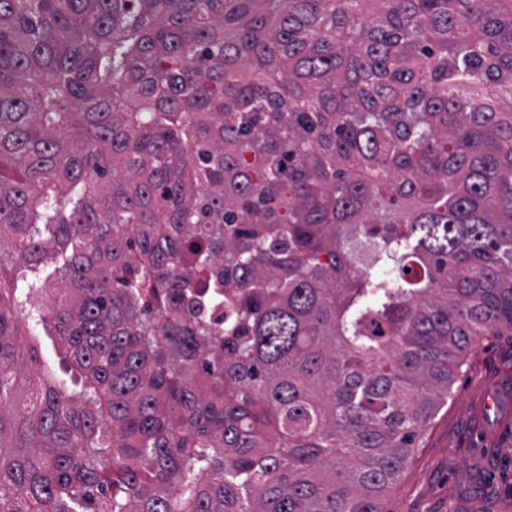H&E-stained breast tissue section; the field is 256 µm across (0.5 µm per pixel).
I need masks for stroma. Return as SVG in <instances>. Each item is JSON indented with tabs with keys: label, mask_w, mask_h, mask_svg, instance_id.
Wrapping results in <instances>:
<instances>
[{
	"label": "stroma",
	"mask_w": 512,
	"mask_h": 512,
	"mask_svg": "<svg viewBox=\"0 0 512 512\" xmlns=\"http://www.w3.org/2000/svg\"><path fill=\"white\" fill-rule=\"evenodd\" d=\"M384 510L512 512V338L467 355Z\"/></svg>",
	"instance_id": "obj_1"
}]
</instances>
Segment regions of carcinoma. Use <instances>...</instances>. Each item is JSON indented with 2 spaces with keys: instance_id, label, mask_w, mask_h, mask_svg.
Masks as SVG:
<instances>
[{
  "instance_id": "carcinoma-1",
  "label": "carcinoma",
  "mask_w": 512,
  "mask_h": 512,
  "mask_svg": "<svg viewBox=\"0 0 512 512\" xmlns=\"http://www.w3.org/2000/svg\"><path fill=\"white\" fill-rule=\"evenodd\" d=\"M505 333L512 0H0V512H380Z\"/></svg>"
}]
</instances>
